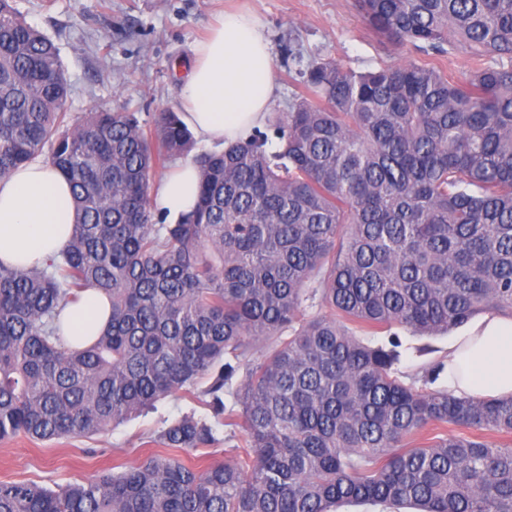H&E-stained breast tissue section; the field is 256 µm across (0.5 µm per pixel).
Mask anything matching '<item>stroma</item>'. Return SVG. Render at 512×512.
Wrapping results in <instances>:
<instances>
[{
  "mask_svg": "<svg viewBox=\"0 0 512 512\" xmlns=\"http://www.w3.org/2000/svg\"><path fill=\"white\" fill-rule=\"evenodd\" d=\"M25 20L59 49L73 86L72 115L128 104L140 118L181 110V86L194 44L217 15L245 10L264 26L276 63L272 112H284L299 76L288 69V46L305 57L332 58L358 72L396 62L360 14L356 0H16ZM399 371L413 374L448 355L450 335L429 339L401 332ZM431 352H423V345ZM208 416L201 402L170 396L103 435L40 441L25 435L0 441V482L53 488L116 473L153 454L143 439L187 413Z\"/></svg>",
  "mask_w": 512,
  "mask_h": 512,
  "instance_id": "1",
  "label": "stroma"
}]
</instances>
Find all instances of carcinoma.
I'll list each match as a JSON object with an SVG mask.
<instances>
[{"label":"carcinoma","instance_id":"carcinoma-1","mask_svg":"<svg viewBox=\"0 0 512 512\" xmlns=\"http://www.w3.org/2000/svg\"><path fill=\"white\" fill-rule=\"evenodd\" d=\"M358 8L409 55L356 72L288 46L309 95L195 154L196 208L168 223L151 176L192 148L179 114L73 116L57 47L0 0V177L41 155L75 209L59 258L0 262V440L102 434L179 393L213 417L174 421L112 475L0 483V512H512V397L431 389L439 363L404 375L395 333L512 315V0ZM459 53L476 66L456 80L441 61ZM88 289L110 323L76 350L58 313ZM314 300L329 314L307 316ZM237 427L235 461L177 455Z\"/></svg>","mask_w":512,"mask_h":512}]
</instances>
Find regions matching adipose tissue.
Here are the masks:
<instances>
[{
	"mask_svg": "<svg viewBox=\"0 0 512 512\" xmlns=\"http://www.w3.org/2000/svg\"><path fill=\"white\" fill-rule=\"evenodd\" d=\"M190 79L181 90L182 121L201 140L248 139L272 104L274 57L265 29L249 14L225 12L209 36L193 48ZM196 168L181 162L154 190V206L168 217L192 211ZM70 185L36 156L0 178V261L42 266L68 244L73 224ZM107 297L95 290L65 306L60 318L73 345L84 346L106 326ZM458 397L512 396V318L486 313L470 320L448 345L437 375Z\"/></svg>",
	"mask_w": 512,
	"mask_h": 512,
	"instance_id": "ef3b65f1",
	"label": "adipose tissue"
}]
</instances>
